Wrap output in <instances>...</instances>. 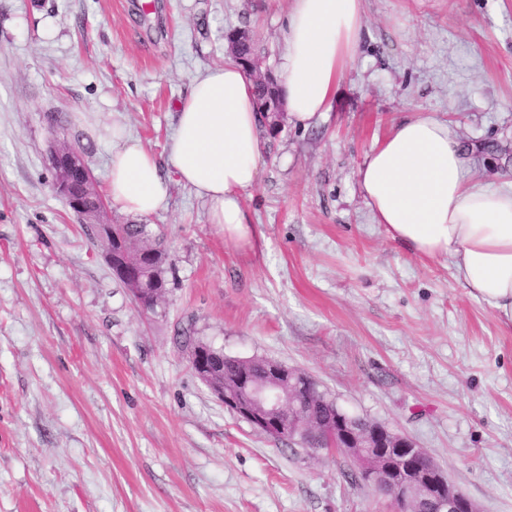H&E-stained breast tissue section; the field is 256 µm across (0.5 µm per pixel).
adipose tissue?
I'll return each mask as SVG.
<instances>
[{
  "label": "adipose tissue",
  "mask_w": 512,
  "mask_h": 512,
  "mask_svg": "<svg viewBox=\"0 0 512 512\" xmlns=\"http://www.w3.org/2000/svg\"><path fill=\"white\" fill-rule=\"evenodd\" d=\"M365 29L364 0H290L280 29L283 99L291 122L329 112ZM263 121L252 78L233 59L197 76L179 105L168 161L205 200L225 242L253 246L242 196L259 177ZM107 168L113 207L133 217L165 209L169 184L155 155L122 139ZM374 223L414 253L446 257L475 298L512 325V180L492 187L475 174L448 122L418 116L376 141L357 171Z\"/></svg>",
  "instance_id": "adipose-tissue-1"
}]
</instances>
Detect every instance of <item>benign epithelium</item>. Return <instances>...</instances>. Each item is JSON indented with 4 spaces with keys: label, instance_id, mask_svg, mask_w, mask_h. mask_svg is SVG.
<instances>
[{
    "label": "benign epithelium",
    "instance_id": "benign-epithelium-1",
    "mask_svg": "<svg viewBox=\"0 0 512 512\" xmlns=\"http://www.w3.org/2000/svg\"><path fill=\"white\" fill-rule=\"evenodd\" d=\"M241 63L261 88L259 109L266 125L278 129L283 112L278 83L269 72L261 71L256 57H243ZM49 160L56 193L76 215L95 218L99 223L98 236L109 240L104 253L110 268L140 305L150 307L163 289L143 287L137 260L148 264L157 253L120 256L110 244V240L116 239L113 225L103 220L107 214L106 201L94 194V179L79 153L60 141L51 147ZM186 353L194 374L229 411L270 438L308 450L315 440H323L326 447L351 458L366 483L388 491L396 512H420L424 507L428 512H479L426 451L405 436L377 423L354 426V417L340 411L328 419L321 417L317 408L331 404V399L312 401L304 397L307 390L315 387V381L308 375L265 358L261 370L245 361L239 374L228 379L220 365L223 356L212 348L199 346Z\"/></svg>",
    "mask_w": 512,
    "mask_h": 512
}]
</instances>
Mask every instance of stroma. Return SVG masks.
Listing matches in <instances>:
<instances>
[{
    "instance_id": "35a3bbf8",
    "label": "stroma",
    "mask_w": 512,
    "mask_h": 512,
    "mask_svg": "<svg viewBox=\"0 0 512 512\" xmlns=\"http://www.w3.org/2000/svg\"><path fill=\"white\" fill-rule=\"evenodd\" d=\"M289 0H0V512H393L333 451L273 440L178 341L262 356L402 434L477 505L512 512V328L373 223L356 173L413 116L448 121L486 182L512 175V0H365L331 110L263 137L224 240L168 162L178 104L250 30L277 70ZM170 186L146 219L170 257L140 307L53 190L55 139L105 190L110 129Z\"/></svg>"
}]
</instances>
